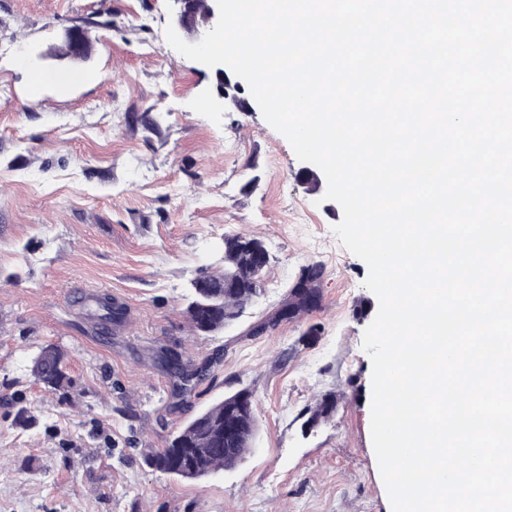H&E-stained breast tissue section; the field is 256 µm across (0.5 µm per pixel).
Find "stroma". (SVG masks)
I'll list each match as a JSON object with an SVG mask.
<instances>
[{"mask_svg": "<svg viewBox=\"0 0 512 512\" xmlns=\"http://www.w3.org/2000/svg\"><path fill=\"white\" fill-rule=\"evenodd\" d=\"M172 7L0 0V512H390L362 348L379 308L367 266L333 231L340 205L309 191L308 163L259 107H221L211 68L169 45ZM75 23L94 44L76 64L53 54ZM72 70L85 82H31ZM130 112L157 131L128 128ZM229 234L264 242V294L202 335L188 285ZM310 263L324 267L320 308L253 334ZM103 293L127 310L108 330L85 306ZM48 344L67 354L60 391L31 372ZM172 353L201 372L190 393ZM243 388L258 431L238 466L183 481L145 463ZM327 395L332 416L306 429Z\"/></svg>", "mask_w": 512, "mask_h": 512, "instance_id": "obj_1", "label": "stroma"}]
</instances>
